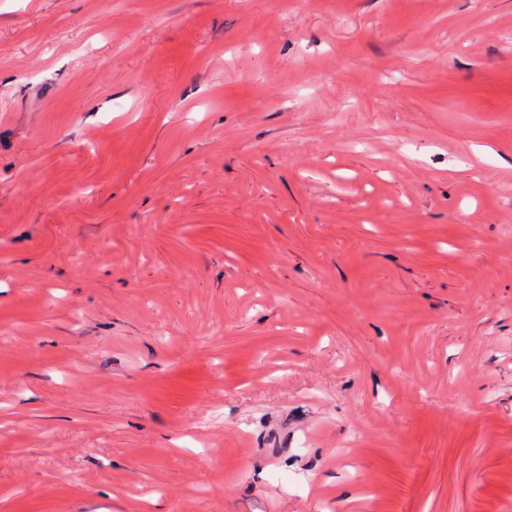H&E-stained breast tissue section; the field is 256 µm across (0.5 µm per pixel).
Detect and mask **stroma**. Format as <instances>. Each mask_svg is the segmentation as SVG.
Returning a JSON list of instances; mask_svg holds the SVG:
<instances>
[{"instance_id": "1", "label": "stroma", "mask_w": 512, "mask_h": 512, "mask_svg": "<svg viewBox=\"0 0 512 512\" xmlns=\"http://www.w3.org/2000/svg\"><path fill=\"white\" fill-rule=\"evenodd\" d=\"M0 512H512V0H0Z\"/></svg>"}]
</instances>
